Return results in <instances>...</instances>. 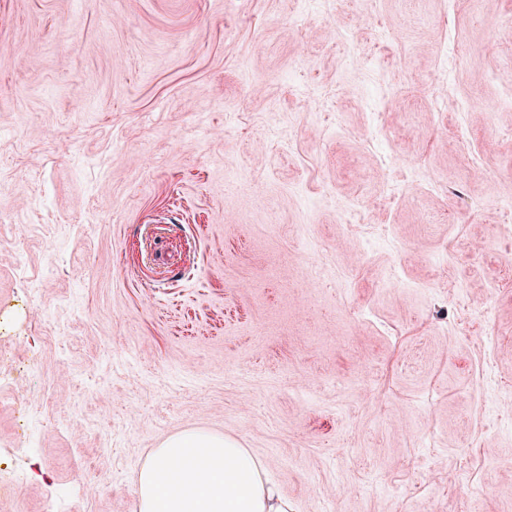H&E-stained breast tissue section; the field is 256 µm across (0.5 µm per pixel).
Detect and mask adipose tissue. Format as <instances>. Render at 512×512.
Wrapping results in <instances>:
<instances>
[{"instance_id": "1", "label": "adipose tissue", "mask_w": 512, "mask_h": 512, "mask_svg": "<svg viewBox=\"0 0 512 512\" xmlns=\"http://www.w3.org/2000/svg\"><path fill=\"white\" fill-rule=\"evenodd\" d=\"M139 512H288L262 463L204 431L168 438L140 469Z\"/></svg>"}]
</instances>
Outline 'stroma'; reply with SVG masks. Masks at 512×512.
<instances>
[{
	"label": "stroma",
	"instance_id": "35a3bbf8",
	"mask_svg": "<svg viewBox=\"0 0 512 512\" xmlns=\"http://www.w3.org/2000/svg\"><path fill=\"white\" fill-rule=\"evenodd\" d=\"M297 6L0 0V512L191 430L291 512H512V0Z\"/></svg>",
	"mask_w": 512,
	"mask_h": 512
}]
</instances>
